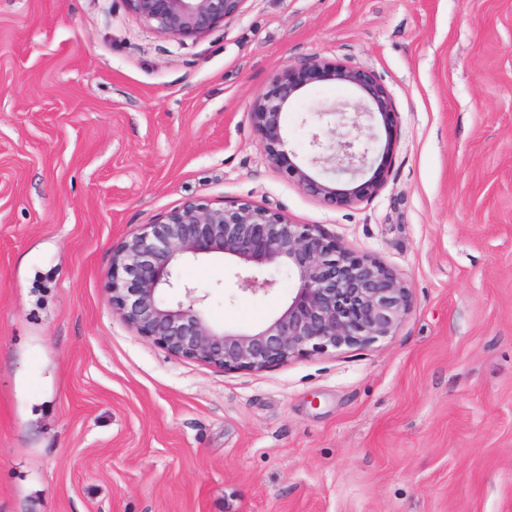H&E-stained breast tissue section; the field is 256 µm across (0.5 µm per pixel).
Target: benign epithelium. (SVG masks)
Here are the masks:
<instances>
[{
    "mask_svg": "<svg viewBox=\"0 0 512 512\" xmlns=\"http://www.w3.org/2000/svg\"><path fill=\"white\" fill-rule=\"evenodd\" d=\"M123 2L144 24L184 43L224 26L244 0ZM320 83L359 93L354 130L361 131L359 118L366 117L381 121L386 132L385 142L371 134L360 148L334 130L325 144L313 137L317 153L311 164L334 176L328 181L293 161L281 126L288 102L303 88ZM250 117L268 161L306 192L340 207L369 199L384 187L396 147L397 111L390 92L371 72L310 57L275 73ZM342 176L352 186L336 187ZM214 257L249 270L237 275L242 291L268 292L278 283L274 273L287 271L295 279L287 306L251 331L212 325L201 309L206 296L182 282L177 267ZM106 290L112 312L138 335L174 356L224 369L262 370L330 348L367 346L392 334L409 306L403 281L379 262L292 223L281 212L244 201L222 206L189 201L145 225L114 249Z\"/></svg>",
    "mask_w": 512,
    "mask_h": 512,
    "instance_id": "1",
    "label": "benign epithelium"
}]
</instances>
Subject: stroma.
<instances>
[{
    "label": "stroma",
    "instance_id": "1",
    "mask_svg": "<svg viewBox=\"0 0 512 512\" xmlns=\"http://www.w3.org/2000/svg\"><path fill=\"white\" fill-rule=\"evenodd\" d=\"M317 56L398 112L383 189L344 207L274 168L250 113ZM282 114L300 166L356 102ZM310 224L401 277L364 347L255 371L176 357L113 314L112 249L184 203ZM215 326L287 303L213 258ZM0 512H512V0H244L186 43L123 0H0Z\"/></svg>",
    "mask_w": 512,
    "mask_h": 512
}]
</instances>
